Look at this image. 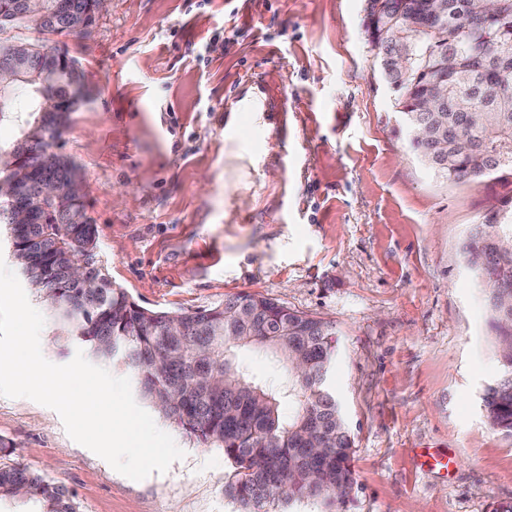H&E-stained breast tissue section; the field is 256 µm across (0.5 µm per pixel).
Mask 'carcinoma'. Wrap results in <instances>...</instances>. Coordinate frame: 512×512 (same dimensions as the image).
<instances>
[{"label": "carcinoma", "instance_id": "1", "mask_svg": "<svg viewBox=\"0 0 512 512\" xmlns=\"http://www.w3.org/2000/svg\"><path fill=\"white\" fill-rule=\"evenodd\" d=\"M431 0H368L372 35L412 48L410 71L379 55L380 74L410 130L414 151L439 176L466 182L512 174V0H443L438 28L425 25ZM15 26L44 34L66 31L45 21ZM451 63L446 75L442 64ZM444 104L423 109L436 82ZM26 104L16 107L19 93ZM68 108L44 118L41 96ZM86 99L80 74L60 73L47 84L30 77L0 95V122L18 120V137L0 143V180L14 168L62 177L77 164L54 151L70 114ZM82 209L66 223L40 210L41 224L16 223L15 200L0 197V226L10 230L11 254L45 303L59 334L89 347L90 355L134 374L142 399L206 447L224 449L230 470L224 494L239 512H347L354 487V440L329 386L336 328L270 298L238 295L193 312L140 306L108 279L97 228ZM464 264L478 277L498 345L500 373L480 394L489 424L512 433V199L463 242ZM81 260L95 264L97 286L72 277ZM270 351L288 363V384L273 388L237 358L243 347ZM294 412L283 415L284 405ZM33 502L39 512H78L69 491L25 466H0V500Z\"/></svg>", "mask_w": 512, "mask_h": 512}]
</instances>
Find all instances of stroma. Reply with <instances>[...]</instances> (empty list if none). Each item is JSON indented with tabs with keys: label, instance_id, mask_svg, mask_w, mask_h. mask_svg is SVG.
I'll return each instance as SVG.
<instances>
[{
	"label": "stroma",
	"instance_id": "stroma-1",
	"mask_svg": "<svg viewBox=\"0 0 512 512\" xmlns=\"http://www.w3.org/2000/svg\"><path fill=\"white\" fill-rule=\"evenodd\" d=\"M365 9L110 0L59 40L91 92L61 151L80 168L106 274L140 305L191 312L253 294L335 323L352 512H493L512 504V434L480 409L497 346L459 248L512 198V177L455 183L418 157ZM269 91L287 111L261 106ZM154 421L185 456L134 481L55 410L0 396V463L64 485L79 512H236L223 449ZM424 448L456 466H422Z\"/></svg>",
	"mask_w": 512,
	"mask_h": 512
}]
</instances>
